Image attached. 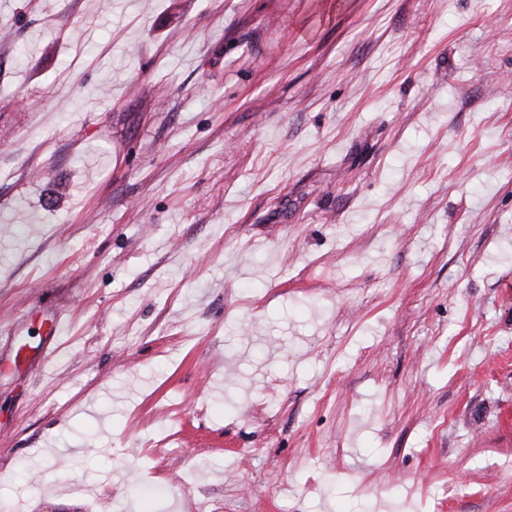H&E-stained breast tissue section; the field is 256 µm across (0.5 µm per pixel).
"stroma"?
I'll return each instance as SVG.
<instances>
[{
	"mask_svg": "<svg viewBox=\"0 0 512 512\" xmlns=\"http://www.w3.org/2000/svg\"><path fill=\"white\" fill-rule=\"evenodd\" d=\"M507 284L512 0H0V512H512Z\"/></svg>",
	"mask_w": 512,
	"mask_h": 512,
	"instance_id": "stroma-1",
	"label": "stroma"
}]
</instances>
